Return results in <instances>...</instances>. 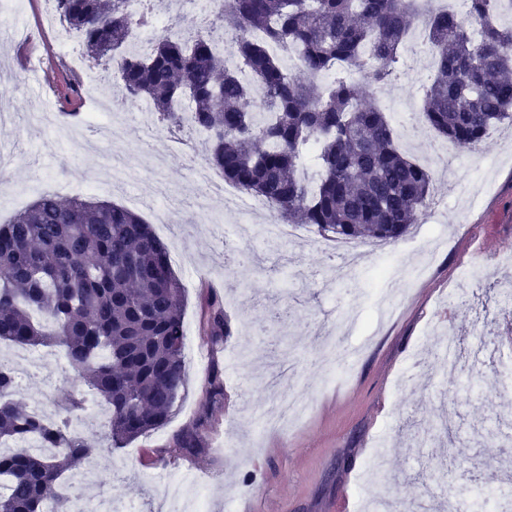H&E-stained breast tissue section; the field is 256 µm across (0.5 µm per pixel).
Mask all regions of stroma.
Wrapping results in <instances>:
<instances>
[{
    "label": "stroma",
    "mask_w": 512,
    "mask_h": 512,
    "mask_svg": "<svg viewBox=\"0 0 512 512\" xmlns=\"http://www.w3.org/2000/svg\"><path fill=\"white\" fill-rule=\"evenodd\" d=\"M0 31L12 36L0 65V107L13 113L0 125V151L10 160L15 182L42 179L62 183L60 198L75 196L124 206L151 224L165 245L171 267L185 288L184 331L194 345H208L202 297L213 286L224 300L230 334L224 350L197 364L185 358L186 382L167 425L127 447L104 451L79 468L85 483L72 492L123 512H155L153 486L160 473L218 476L206 496L208 512H359L362 501H414L418 475L451 466L444 482L431 485L437 499L452 492L463 474L496 469L512 456L506 434L478 440L475 428L496 427V403L484 394L502 365H512V314L501 310L495 269L498 258L512 259V125L502 124L477 148L445 146L421 117L428 76L400 54L399 79L369 85L392 124L411 123L414 138L402 144L432 173L435 214L388 246H367L360 267L345 268L317 231L283 244L292 258L275 254L263 263L260 246L239 238L245 210L225 206L222 195L201 196L192 183L187 156L170 153L154 171L155 145L168 127L155 123L153 145L140 143L124 124L101 118L87 129V100L75 104V118L54 128L31 126L33 111L62 113L61 98L41 96L64 78L90 87L98 69L74 60L57 42L43 0H26L23 12L0 15ZM447 146V145H446ZM129 159L140 175L126 191L107 185L113 161ZM170 183L180 199L174 221L159 223L140 201L151 196L156 178ZM399 269L402 292L386 294L383 268ZM474 278L466 302L454 305L448 292L466 273ZM454 330L464 356L448 370L438 338ZM361 344L353 360L328 362L332 347ZM41 371L19 382L13 398L28 407L52 410L54 388L72 368L55 349L42 346ZM224 372V402L211 406L205 390L213 367ZM83 406L79 431L96 442L107 430V407L91 386L79 387ZM303 393L313 403L294 428L263 430L258 417L273 396ZM458 412L452 440H435L416 450L407 434L413 426L438 420L444 409ZM207 417L202 450L191 455L174 436Z\"/></svg>",
    "instance_id": "35a3bbf8"
}]
</instances>
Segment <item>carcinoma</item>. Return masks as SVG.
<instances>
[{
	"label": "carcinoma",
	"instance_id": "obj_1",
	"mask_svg": "<svg viewBox=\"0 0 512 512\" xmlns=\"http://www.w3.org/2000/svg\"><path fill=\"white\" fill-rule=\"evenodd\" d=\"M55 0L95 62L112 71L125 99L148 101L178 125L187 105L207 134L206 160L224 181L267 200L281 224H310L336 240L393 243L418 223L432 176L400 151L398 134L365 86L398 79L399 49L412 33L414 0H221L216 19L170 30L149 51L134 28L152 22L145 4ZM466 16L428 10L433 53L423 119L464 147L512 122V26L497 25L501 0H466ZM237 58L220 42L226 30ZM318 146L309 178L304 150ZM184 287L168 251L136 213L106 201L39 197L0 224V341L63 348L73 375L55 387L71 414L82 408L76 382L94 387L110 412L113 448L163 426L185 384L181 311ZM207 336L224 344L230 328L220 295L204 298ZM15 369L0 360V442L39 438L40 451L0 455V508L43 512L61 491L64 466L102 451L87 438L11 399ZM213 405L224 401V374L213 369ZM201 418L178 435L201 451Z\"/></svg>",
	"mask_w": 512,
	"mask_h": 512
}]
</instances>
